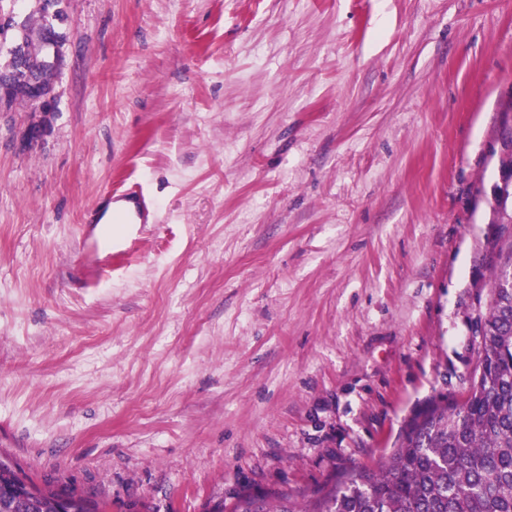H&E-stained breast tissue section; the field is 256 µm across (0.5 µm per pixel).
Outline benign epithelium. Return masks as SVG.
I'll return each instance as SVG.
<instances>
[{"label": "benign epithelium", "instance_id": "obj_1", "mask_svg": "<svg viewBox=\"0 0 512 512\" xmlns=\"http://www.w3.org/2000/svg\"><path fill=\"white\" fill-rule=\"evenodd\" d=\"M39 3L41 13L52 21L49 26L28 32V39L43 47L40 58L33 60L25 42L21 41L12 48L7 63L0 66V112L13 111V94L19 90L25 92L31 107L41 115L30 128L33 136L43 132L46 113L52 108V98L45 94V89L60 74L65 45L64 36L53 25V21L59 19L58 0H39Z\"/></svg>", "mask_w": 512, "mask_h": 512}]
</instances>
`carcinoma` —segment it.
Listing matches in <instances>:
<instances>
[{"label": "carcinoma", "instance_id": "1", "mask_svg": "<svg viewBox=\"0 0 512 512\" xmlns=\"http://www.w3.org/2000/svg\"><path fill=\"white\" fill-rule=\"evenodd\" d=\"M486 301L477 365L466 395L435 400L414 414L375 468H349L311 508L286 496L271 507L248 499L236 512H512V242L499 249ZM64 500L70 512H107L75 490L39 488L0 458V512H42L21 501Z\"/></svg>", "mask_w": 512, "mask_h": 512}]
</instances>
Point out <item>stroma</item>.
Wrapping results in <instances>:
<instances>
[{
	"instance_id": "stroma-1",
	"label": "stroma",
	"mask_w": 512,
	"mask_h": 512,
	"mask_svg": "<svg viewBox=\"0 0 512 512\" xmlns=\"http://www.w3.org/2000/svg\"><path fill=\"white\" fill-rule=\"evenodd\" d=\"M0 112V456L108 512L307 500L477 363L512 0H61ZM136 183L147 224H88ZM40 11L50 21L59 19V10L55 9L58 0H39ZM40 19L24 27L34 29L28 32V40L38 42L43 51L38 60H33L24 41L17 43L9 53L5 65L0 66V112L13 111L12 96L18 90L26 93L29 104L41 115V119L30 128L32 136H40L46 122V113L52 108V98L45 94V89L53 80H57L64 62V36L59 33L54 23L46 26L48 20ZM46 26V27H45ZM38 27H43L35 29Z\"/></svg>"
}]
</instances>
